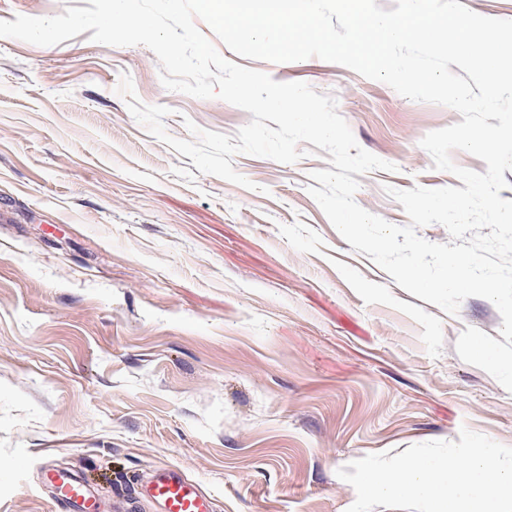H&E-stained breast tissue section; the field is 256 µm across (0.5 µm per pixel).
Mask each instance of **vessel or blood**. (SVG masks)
<instances>
[{"instance_id":"1","label":"vessel or blood","mask_w":512,"mask_h":512,"mask_svg":"<svg viewBox=\"0 0 512 512\" xmlns=\"http://www.w3.org/2000/svg\"><path fill=\"white\" fill-rule=\"evenodd\" d=\"M43 480L55 492L57 512H98L94 492L77 475L49 467ZM143 499L157 504L161 512H214L212 497L174 468L154 472L140 482L126 501L129 512H136Z\"/></svg>"}]
</instances>
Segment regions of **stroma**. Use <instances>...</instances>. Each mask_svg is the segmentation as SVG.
<instances>
[{
  "label": "stroma",
  "instance_id": "stroma-1",
  "mask_svg": "<svg viewBox=\"0 0 512 512\" xmlns=\"http://www.w3.org/2000/svg\"><path fill=\"white\" fill-rule=\"evenodd\" d=\"M87 0H0V20ZM333 96L359 145L394 164L356 202L408 224L388 195L460 187L420 142L461 122L317 57L225 51ZM226 135L252 119L166 90L147 47L81 33L48 47L0 37V512H55L48 465L82 475L105 512L134 477L178 468L217 512H347L348 463L461 428L512 446V393L460 359L466 327L499 338L492 302L458 314L398 286L309 194L325 150L293 164L235 156L244 188L151 136L116 92Z\"/></svg>",
  "mask_w": 512,
  "mask_h": 512
}]
</instances>
